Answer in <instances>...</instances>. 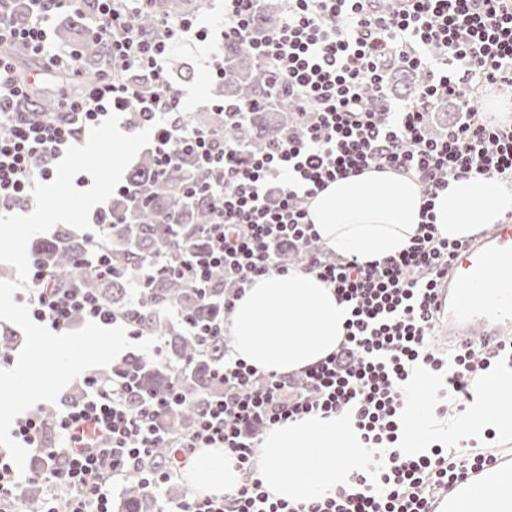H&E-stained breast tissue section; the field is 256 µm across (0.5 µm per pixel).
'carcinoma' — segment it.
I'll return each instance as SVG.
<instances>
[{
	"label": "carcinoma",
	"instance_id": "carcinoma-1",
	"mask_svg": "<svg viewBox=\"0 0 512 512\" xmlns=\"http://www.w3.org/2000/svg\"><path fill=\"white\" fill-rule=\"evenodd\" d=\"M197 0H161L159 9L175 15H188ZM86 61L85 78L96 77L106 47L97 42L83 45ZM224 82L222 97L227 103L250 102L254 105L244 127L222 125L220 117L206 114L200 118L188 115L193 124L224 126L222 136L228 140L244 139L257 147L273 140L288 128L294 108L283 101L269 105L267 94L271 75L255 57L250 43L238 40L224 47ZM68 83L59 72L49 80V87L37 91L39 109L51 112L56 107L54 88ZM418 72L397 69L393 73L396 93L409 95L420 85ZM201 178L196 156L180 153L177 167L161 173L155 158L147 153L132 170L127 190L112 200L117 221L107 225L102 241V254L108 256L111 273L97 276L79 272L77 256L87 252L91 244L77 237L67 227L59 229L53 239L35 245L34 251L55 277L62 282L78 278L94 289L112 316L134 323L143 335L163 340L164 358L148 359L132 355L112 370H98L102 384L117 392L123 390L127 378L136 383L137 393L128 398L135 409L143 400L163 396L173 382V366L186 360L190 369L179 377V386L186 400L160 416L165 435L173 437L187 430L196 420L204 399L221 393L212 371L224 361L225 338L214 336L202 345L187 335L180 320L165 314L176 308L188 314L200 326H212L224 313V274H212L206 295L191 287L186 280L170 274L143 277L148 261L157 256L183 254L197 249L203 242L197 228L209 222L208 202L199 195H184L187 184ZM124 490L116 504L117 512H156L155 499L141 488L136 475L123 479Z\"/></svg>",
	"mask_w": 512,
	"mask_h": 512
}]
</instances>
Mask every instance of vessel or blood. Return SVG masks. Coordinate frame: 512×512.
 Listing matches in <instances>:
<instances>
[{
    "instance_id": "1",
    "label": "vessel or blood",
    "mask_w": 512,
    "mask_h": 512,
    "mask_svg": "<svg viewBox=\"0 0 512 512\" xmlns=\"http://www.w3.org/2000/svg\"><path fill=\"white\" fill-rule=\"evenodd\" d=\"M437 304L449 340L484 347L512 334L511 217L455 256Z\"/></svg>"
}]
</instances>
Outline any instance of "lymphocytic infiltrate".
Here are the masks:
<instances>
[{"label": "lymphocytic infiltrate", "mask_w": 512, "mask_h": 512, "mask_svg": "<svg viewBox=\"0 0 512 512\" xmlns=\"http://www.w3.org/2000/svg\"><path fill=\"white\" fill-rule=\"evenodd\" d=\"M264 0H224L220 37L253 38L258 60L271 70L269 97L297 109V120L258 153L229 143L206 125L188 123L181 94L170 80L173 40H207L210 31L192 17L163 16L155 33L136 28L133 17L152 0H0V212L32 201L34 182L53 178L66 149L110 114L129 115L152 130L151 152L160 169L176 166L179 147L190 148L202 174L190 193L208 197L210 220L200 233L201 253H190L172 274L206 287L214 270L224 272L232 311L254 278L288 274L283 248L316 240L308 203L328 182L377 166L419 179L427 200L422 223L402 252L374 264L314 252L302 262L334 288L350 309L336 352L296 374L262 373L225 355L214 371L222 398L204 401L195 425L163 439L159 413L180 402L178 390L131 409L126 395H108L95 377L83 379L82 398L45 419L40 408L21 414L13 434L40 465L18 478L0 454V512H15L27 484L44 490V512H113L114 485L140 475L156 492L181 476L199 448H221L243 476L221 496L161 501L159 512H431L432 490L450 489L496 466L492 451L436 445L423 454L406 448L403 410L420 370L444 377L450 399L471 400L474 383L504 359L512 360V336L475 350L456 346L448 355L432 347L434 294L461 241L438 237L431 202L449 178L471 173L512 182V122L485 116L476 104L482 89L512 86V0H284L276 26L253 36ZM24 7L25 25L15 22ZM72 11L88 18L82 41L62 43L51 22ZM105 44L99 76L83 77V40ZM68 72L74 85L58 96L53 112L36 107L34 78L17 68V54ZM424 73L411 96L388 99L393 68ZM142 70L150 87L121 75ZM456 100L460 119L433 137L427 130L436 103ZM24 301L33 318L53 328L74 316L112 324L110 310L87 288L57 281L37 256H29ZM353 414L369 445L368 470L352 475V488L307 501L274 498L256 478L253 462L260 430L317 413ZM168 442L164 468L152 464Z\"/></svg>", "instance_id": "f902f5d3"}]
</instances>
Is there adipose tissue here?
<instances>
[{
    "label": "adipose tissue",
    "instance_id": "ef3b65f1",
    "mask_svg": "<svg viewBox=\"0 0 512 512\" xmlns=\"http://www.w3.org/2000/svg\"><path fill=\"white\" fill-rule=\"evenodd\" d=\"M426 200L420 182L388 168L328 182L312 198L309 220L320 243L341 257L372 263L406 249L422 222ZM440 237L468 240L512 212V188L480 174L452 179L433 200ZM348 312L336 293L314 273L295 269L285 276L253 280L227 318L232 355L263 373L300 372L335 352ZM411 451L441 437L450 444L482 447L486 429L501 443L512 442V367H497L479 389L470 409L446 420L422 402L407 408ZM361 432L345 414L311 415L273 426L254 460L257 476L278 499L305 502L351 484L367 462ZM190 478L200 494L236 490L242 480L220 448H202L192 457ZM438 512H512V463L481 473L457 486Z\"/></svg>",
    "mask_w": 512,
    "mask_h": 512
}]
</instances>
